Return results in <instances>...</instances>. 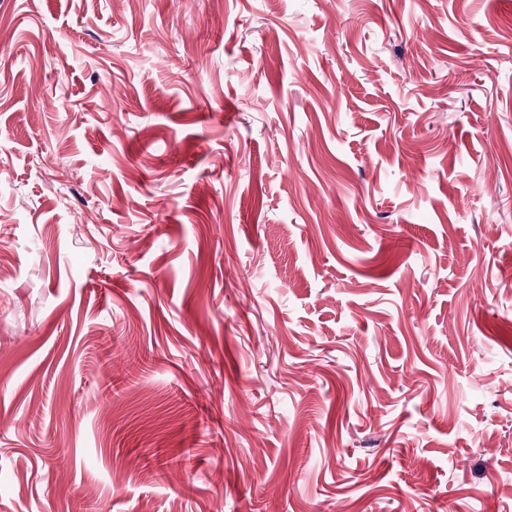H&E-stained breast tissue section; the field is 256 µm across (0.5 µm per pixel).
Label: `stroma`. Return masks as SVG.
I'll list each match as a JSON object with an SVG mask.
<instances>
[{"instance_id":"obj_1","label":"stroma","mask_w":512,"mask_h":512,"mask_svg":"<svg viewBox=\"0 0 512 512\" xmlns=\"http://www.w3.org/2000/svg\"><path fill=\"white\" fill-rule=\"evenodd\" d=\"M0 512H512V0H0Z\"/></svg>"}]
</instances>
